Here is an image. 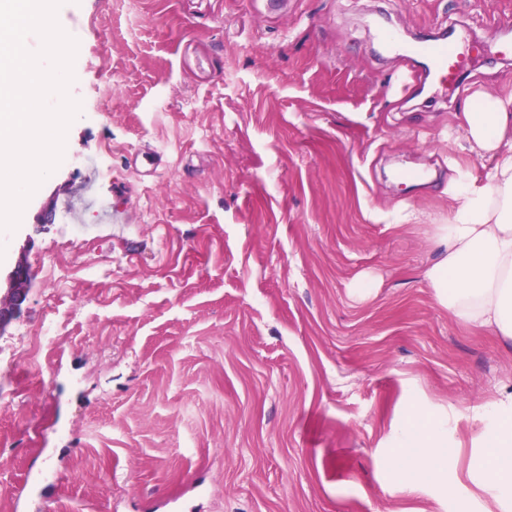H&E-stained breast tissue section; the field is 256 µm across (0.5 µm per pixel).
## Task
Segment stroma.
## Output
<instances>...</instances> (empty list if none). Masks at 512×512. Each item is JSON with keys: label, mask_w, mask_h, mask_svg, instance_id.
<instances>
[{"label": "stroma", "mask_w": 512, "mask_h": 512, "mask_svg": "<svg viewBox=\"0 0 512 512\" xmlns=\"http://www.w3.org/2000/svg\"><path fill=\"white\" fill-rule=\"evenodd\" d=\"M57 19L81 111L0 232V274H30L0 328V512L35 477L27 512H486L470 409L512 394V342L421 278L484 160L467 97L401 87L378 33L492 45L512 0H65ZM467 80L501 93L512 57ZM47 319L59 338L24 359ZM416 402L462 416L447 477L408 495L394 438Z\"/></svg>", "instance_id": "35a3bbf8"}]
</instances>
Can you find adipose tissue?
<instances>
[{
  "instance_id": "obj_1",
  "label": "adipose tissue",
  "mask_w": 512,
  "mask_h": 512,
  "mask_svg": "<svg viewBox=\"0 0 512 512\" xmlns=\"http://www.w3.org/2000/svg\"><path fill=\"white\" fill-rule=\"evenodd\" d=\"M464 140L488 160L481 184L463 185L448 217L433 225L436 258L422 279L436 304L459 324L512 341V91L480 94L463 113ZM499 417L480 430L468 470L473 485L495 507L512 512V396L484 404ZM448 423L426 404L412 406L397 435L396 482L421 490L449 455Z\"/></svg>"
}]
</instances>
